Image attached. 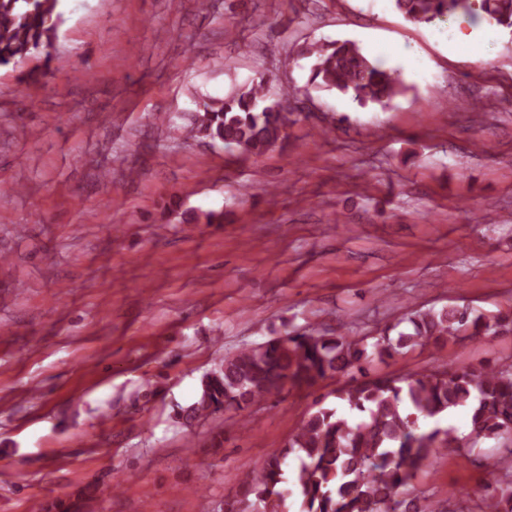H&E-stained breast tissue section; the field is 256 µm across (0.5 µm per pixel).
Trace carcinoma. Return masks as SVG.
Listing matches in <instances>:
<instances>
[{"instance_id": "1", "label": "carcinoma", "mask_w": 512, "mask_h": 512, "mask_svg": "<svg viewBox=\"0 0 512 512\" xmlns=\"http://www.w3.org/2000/svg\"><path fill=\"white\" fill-rule=\"evenodd\" d=\"M414 24L442 17H485L512 29V0H394ZM63 14L60 0H0V67L22 69L23 79L47 75L50 49ZM311 60L306 89L352 98L361 107H388L404 87L397 74L373 61L350 40L312 43L297 53ZM303 95L294 85L270 95L260 75L235 84L222 98L197 102L189 122L193 138L220 142L250 157L288 141L297 123L286 111ZM512 329L511 315H486L463 307L413 309L377 336H326L315 330H284L262 343L241 348L207 375L189 417L219 410H243L279 395L290 386L310 389L329 376L346 378L336 389L338 406L309 414L285 447L240 481L239 492L224 500L222 512H287L296 495L300 512H452L409 493L412 480L440 448L467 458L480 443L506 439L497 471L509 477L485 485L479 512H512V370L446 365L407 377H373L369 367L417 346H444L457 338L477 339ZM459 407L468 409L471 429L425 431L419 420H434ZM297 466L288 468V458Z\"/></svg>"}]
</instances>
